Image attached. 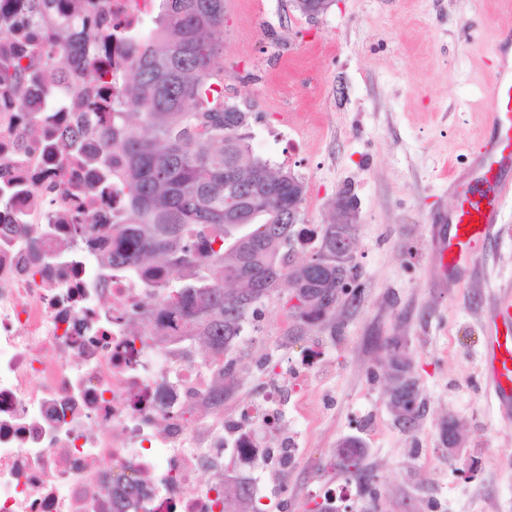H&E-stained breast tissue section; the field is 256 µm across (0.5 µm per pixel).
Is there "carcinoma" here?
Segmentation results:
<instances>
[{
  "instance_id": "obj_1",
  "label": "carcinoma",
  "mask_w": 512,
  "mask_h": 512,
  "mask_svg": "<svg viewBox=\"0 0 512 512\" xmlns=\"http://www.w3.org/2000/svg\"><path fill=\"white\" fill-rule=\"evenodd\" d=\"M74 0H22L34 36L50 33L41 56L51 80L72 91L97 80L87 48H112V32H101L96 14L69 9ZM154 26L122 37L131 77L96 113L85 152L119 198L118 222L105 233L127 244L108 253L112 269L157 266L176 273L163 286L169 314L203 340L206 350L232 353L245 336L258 306L283 285L312 290V303L293 311L300 324L324 322L342 303L353 266L342 271L292 262L288 240L300 224L288 223V172L254 154L246 129L249 113L224 96L223 70L212 60L224 48V0H156ZM35 63L15 62L0 71V86L11 89ZM314 246L335 251L344 244L336 225L313 230ZM390 394L400 391L399 341L389 338ZM416 397L388 401L398 423L413 428L420 417ZM331 465L351 475L359 471L354 453ZM266 512L247 488L224 491V512Z\"/></svg>"
}]
</instances>
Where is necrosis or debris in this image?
<instances>
[{
  "instance_id": "obj_1",
  "label": "necrosis or debris",
  "mask_w": 512,
  "mask_h": 512,
  "mask_svg": "<svg viewBox=\"0 0 512 512\" xmlns=\"http://www.w3.org/2000/svg\"><path fill=\"white\" fill-rule=\"evenodd\" d=\"M151 0H111L100 20L144 25ZM56 110L31 116L36 92ZM94 121L65 89L0 88V512H223L203 468L265 460L260 428L282 391L224 410L223 360L201 364L147 274L102 265L111 201L61 128ZM90 223L68 236L75 214Z\"/></svg>"
}]
</instances>
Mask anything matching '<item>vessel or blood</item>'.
Masks as SVG:
<instances>
[{"label":"vessel or blood","instance_id":"vessel-or-blood-1","mask_svg":"<svg viewBox=\"0 0 512 512\" xmlns=\"http://www.w3.org/2000/svg\"><path fill=\"white\" fill-rule=\"evenodd\" d=\"M489 133L481 138L471 177H454L450 186L456 205L448 214V239L437 257L448 272L474 266L478 245L499 232L503 203L512 196V184L500 173L512 165V70L500 68L489 102ZM495 313L503 326L495 330L486 350L487 385L504 405L512 404V297L501 296Z\"/></svg>","mask_w":512,"mask_h":512}]
</instances>
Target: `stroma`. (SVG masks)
Here are the masks:
<instances>
[{"label":"stroma","mask_w":512,"mask_h":512,"mask_svg":"<svg viewBox=\"0 0 512 512\" xmlns=\"http://www.w3.org/2000/svg\"><path fill=\"white\" fill-rule=\"evenodd\" d=\"M512 0H331L317 18L291 0H224L216 67L250 112L253 151L305 184L307 224L338 219L354 202V300L297 329L290 287L262 304L243 338L238 404L262 396L270 375L295 387L308 356L317 367L303 407L286 406L261 444L287 442L295 460L278 482L250 478L271 512H310L344 486L347 512H512V423L485 380L495 299L512 294V205L476 268L450 276L431 258L447 237L453 174L471 167L486 127L499 26ZM402 339L423 415L399 425L386 398L388 337ZM461 423L464 447L441 437ZM357 439L363 474L329 463Z\"/></svg>","instance_id":"1"}]
</instances>
